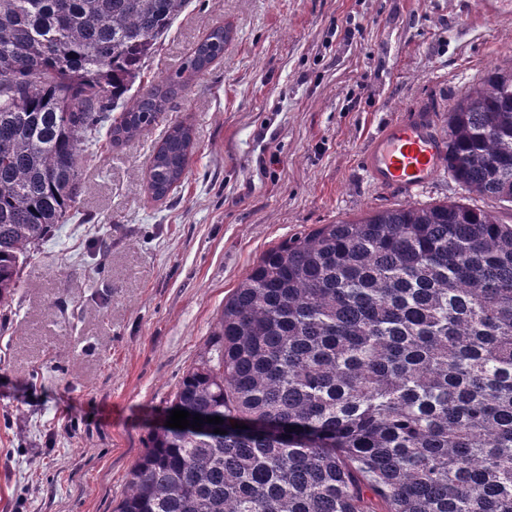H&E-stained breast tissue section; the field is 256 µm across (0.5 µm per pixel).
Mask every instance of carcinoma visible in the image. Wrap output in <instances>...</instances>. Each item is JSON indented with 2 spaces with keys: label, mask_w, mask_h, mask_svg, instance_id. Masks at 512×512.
Segmentation results:
<instances>
[{
  "label": "carcinoma",
  "mask_w": 512,
  "mask_h": 512,
  "mask_svg": "<svg viewBox=\"0 0 512 512\" xmlns=\"http://www.w3.org/2000/svg\"><path fill=\"white\" fill-rule=\"evenodd\" d=\"M188 3L0 0L1 306L69 219L83 152L137 136L224 56L216 26L125 100ZM445 139L459 187L512 205V71L463 92ZM192 145L176 124L157 146L154 198ZM170 409L224 433L153 431L113 512H512V223L450 200L282 241L225 300Z\"/></svg>",
  "instance_id": "cac0c4a2"
}]
</instances>
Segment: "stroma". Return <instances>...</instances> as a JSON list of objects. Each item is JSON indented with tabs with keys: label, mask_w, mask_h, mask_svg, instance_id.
I'll use <instances>...</instances> for the list:
<instances>
[{
	"label": "stroma",
	"mask_w": 512,
	"mask_h": 512,
	"mask_svg": "<svg viewBox=\"0 0 512 512\" xmlns=\"http://www.w3.org/2000/svg\"><path fill=\"white\" fill-rule=\"evenodd\" d=\"M219 24L223 60L136 137L89 149L71 219L0 309V512H113L225 300L282 240L460 197L512 218L448 171L397 192L363 167L384 125L424 109L443 133L467 86L512 68V0H191L133 93ZM179 123L191 161L157 201L151 156Z\"/></svg>",
	"instance_id": "stroma-1"
}]
</instances>
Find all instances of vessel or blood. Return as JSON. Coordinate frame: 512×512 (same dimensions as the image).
<instances>
[{
  "mask_svg": "<svg viewBox=\"0 0 512 512\" xmlns=\"http://www.w3.org/2000/svg\"><path fill=\"white\" fill-rule=\"evenodd\" d=\"M445 153L446 141L434 132L430 114L418 110L374 138L365 169L379 188L408 192L438 174Z\"/></svg>",
  "mask_w": 512,
  "mask_h": 512,
  "instance_id": "1",
  "label": "vessel or blood"
}]
</instances>
